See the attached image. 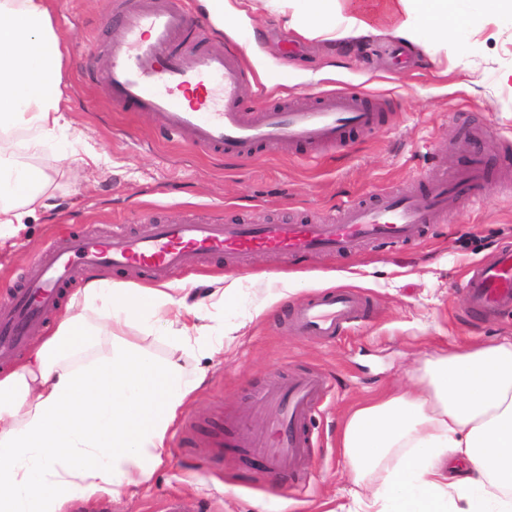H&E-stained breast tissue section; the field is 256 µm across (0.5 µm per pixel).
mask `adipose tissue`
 Listing matches in <instances>:
<instances>
[{"mask_svg": "<svg viewBox=\"0 0 512 512\" xmlns=\"http://www.w3.org/2000/svg\"><path fill=\"white\" fill-rule=\"evenodd\" d=\"M216 26L256 9L307 39L331 44L385 35L407 46L447 44L449 32L512 17V0H202ZM54 0H0V241L44 204L50 178L14 165L11 129L40 139L67 125ZM209 306L185 286L133 287L98 274L78 310L61 315L15 367L0 370V512H67L70 502L148 483L167 456L171 424L204 379L182 359L214 351L207 308L236 283L212 277ZM103 312L108 356L80 363ZM163 330L156 357L126 337ZM339 445L359 490L355 512H512V338L425 360L416 383L357 405Z\"/></svg>", "mask_w": 512, "mask_h": 512, "instance_id": "1", "label": "adipose tissue"}]
</instances>
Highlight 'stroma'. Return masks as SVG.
Masks as SVG:
<instances>
[{"instance_id": "1", "label": "stroma", "mask_w": 512, "mask_h": 512, "mask_svg": "<svg viewBox=\"0 0 512 512\" xmlns=\"http://www.w3.org/2000/svg\"><path fill=\"white\" fill-rule=\"evenodd\" d=\"M111 0H56L55 26L66 46L62 87L71 125L37 150L19 148L21 162L51 177L46 208L25 221L16 245L0 247V298L17 287L53 235L68 229L135 233L153 221L185 212L215 223L234 217L255 224L323 221L336 208L380 190L407 192L467 161L462 143L475 139L496 158L512 141V88L497 83L512 67V19L498 18L480 37L462 31L447 49L409 51L398 65L394 40L370 35L347 46L308 41L275 15L256 12L250 31L225 19L211 41L241 46L252 73L242 97L250 108L267 103L312 105L320 93L350 90L388 100L382 128L355 133L341 149L310 157L305 147L281 145L252 160L222 159L165 137L156 118L122 112L106 100L108 73L86 80L82 65L102 38ZM94 152L99 162L61 167L63 154ZM512 246V187L487 185L479 204L448 207V219L428 225L406 246L365 244L349 255L316 254L287 260L264 251L227 261L202 257L177 279L196 296L207 277L240 279L238 295L215 312L216 325L232 327L220 354L185 356L187 372L205 370V382L168 435L169 456L151 481L74 502L70 512H163L176 496L182 512H333L352 508L347 464L338 446L351 409L385 390L409 386L423 359L512 336V311L475 316L463 288L465 269L491 263ZM293 294L271 301L274 289ZM354 289L368 303L365 319L330 341L294 329V309L320 290ZM315 372L329 394L311 419L316 440L306 469L270 474L246 449L217 451L214 431L246 416L249 431L264 429L259 393L284 378Z\"/></svg>"}]
</instances>
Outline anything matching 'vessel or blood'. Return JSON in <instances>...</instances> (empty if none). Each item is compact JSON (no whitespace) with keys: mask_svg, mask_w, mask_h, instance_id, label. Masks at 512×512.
<instances>
[{"mask_svg":"<svg viewBox=\"0 0 512 512\" xmlns=\"http://www.w3.org/2000/svg\"><path fill=\"white\" fill-rule=\"evenodd\" d=\"M112 16L118 35L92 50L90 62L109 72L105 96L121 111L157 117L164 135L188 147L223 158H251L283 143L334 148L352 133L377 129L388 108L383 99L373 104L358 93L329 91L308 107L272 105L251 116L242 97L249 71L240 50L211 51L210 27L191 19L185 0H113ZM489 175L475 154L464 170L432 178L425 191L385 190L322 223L209 224L189 215L177 223L148 224L136 234L120 228L105 236L70 231L42 251L20 287L0 298V359H8L29 327L57 306L78 269L121 272L135 266L151 275L190 267L203 255L266 250L296 259L343 255L367 241L397 247L417 239L425 225L442 222L449 202L481 200ZM465 292L473 313L512 309V248L495 263L472 265ZM363 306V297L351 290H324L295 310L292 323L303 335L328 341L342 335ZM326 396L318 374L288 378L260 396L273 412L268 428L238 434L229 443L248 449L267 471H298L313 446L308 424Z\"/></svg>","mask_w":512,"mask_h":512,"instance_id":"1","label":"vessel or blood"}]
</instances>
